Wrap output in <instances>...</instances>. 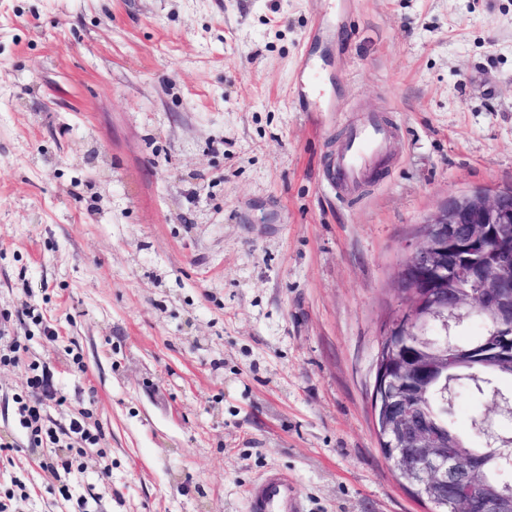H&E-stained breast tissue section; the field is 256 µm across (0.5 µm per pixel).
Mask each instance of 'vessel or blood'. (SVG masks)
I'll use <instances>...</instances> for the list:
<instances>
[{"mask_svg":"<svg viewBox=\"0 0 512 512\" xmlns=\"http://www.w3.org/2000/svg\"><path fill=\"white\" fill-rule=\"evenodd\" d=\"M297 79L305 97L322 101V82L315 63L303 60ZM394 134V127L376 114L353 124L331 166L330 180L337 191L351 193L376 174ZM247 512H305V505L296 483L286 473L271 471L250 487Z\"/></svg>","mask_w":512,"mask_h":512,"instance_id":"b4317fda","label":"vessel or blood"}]
</instances>
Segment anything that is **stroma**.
I'll return each mask as SVG.
<instances>
[{"instance_id": "obj_1", "label": "stroma", "mask_w": 512, "mask_h": 512, "mask_svg": "<svg viewBox=\"0 0 512 512\" xmlns=\"http://www.w3.org/2000/svg\"><path fill=\"white\" fill-rule=\"evenodd\" d=\"M315 31L323 109L295 82ZM369 113L389 167L343 197ZM482 189H512V0H0L9 512H246L273 469L306 512H429L378 446L375 362L420 224ZM489 406L452 402L469 445ZM396 129L377 114H367L353 124L331 166L330 181L336 191L350 194L366 178L376 174ZM41 408L42 403L35 401L31 404H24L20 408V419L19 422L21 426L27 430H31L32 435H34L35 439H41L42 434V416H41Z\"/></svg>"}]
</instances>
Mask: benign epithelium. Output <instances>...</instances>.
Segmentation results:
<instances>
[{
  "mask_svg": "<svg viewBox=\"0 0 512 512\" xmlns=\"http://www.w3.org/2000/svg\"><path fill=\"white\" fill-rule=\"evenodd\" d=\"M421 243L400 265L396 289L408 300L382 337L384 355L375 365L373 403L379 411V445L389 448L404 484L434 506L451 512H512V504L489 487L481 457L463 455L436 431L418 402L443 367L464 353L454 330L473 314L499 330L483 354L512 360V189L450 197L422 224ZM448 317V339L436 354L418 360L404 350L424 341L436 321ZM512 415L499 400L482 417L487 447L512 465V444L503 441L498 419Z\"/></svg>",
  "mask_w": 512,
  "mask_h": 512,
  "instance_id": "benign-epithelium-1",
  "label": "benign epithelium"
}]
</instances>
